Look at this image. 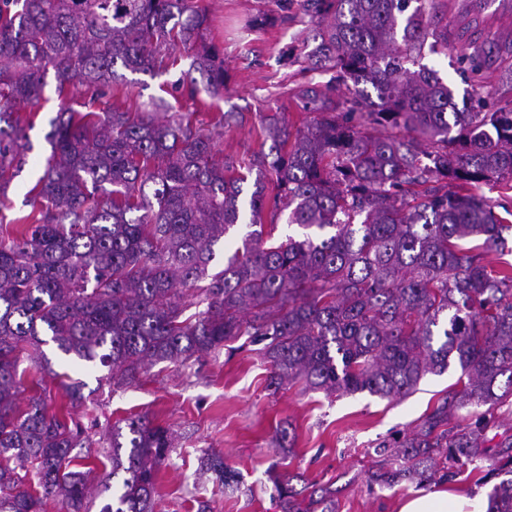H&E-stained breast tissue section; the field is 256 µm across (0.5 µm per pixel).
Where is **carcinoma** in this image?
Here are the masks:
<instances>
[{
  "mask_svg": "<svg viewBox=\"0 0 512 512\" xmlns=\"http://www.w3.org/2000/svg\"><path fill=\"white\" fill-rule=\"evenodd\" d=\"M448 4L306 0L322 25L312 57L350 98L300 88L310 119H269V151L247 165L252 191L212 155L234 112L206 133L190 114L159 122L110 103H61L31 210L0 224V512H44L48 496L84 512L86 478L69 469L81 430L49 410L38 383L19 404L20 354L47 336L117 386L147 364L183 366L240 336L263 345L274 392L288 381L396 398L456 361L461 388L375 446L370 484L444 482L484 459L485 429L512 406V261L494 267L485 255L504 253L512 225L475 189L512 191V109L480 96L459 104L437 70L410 69L426 47L448 53ZM206 21L193 0H0V195L30 149L18 109L38 107L50 70L64 100L79 85L95 99H128L122 71L157 74L162 47L179 42L207 89L223 92ZM510 56L512 44L489 34L457 71L479 86L492 59ZM284 213L307 233L264 241ZM245 222L253 230L211 272L219 243ZM192 305L203 310L184 316ZM126 429H112V475L126 477L101 512H152L168 430L144 416ZM497 447L496 474L507 478L489 512H512V438ZM314 505L336 512L335 493L313 490ZM277 506L305 512L287 483Z\"/></svg>",
  "mask_w": 512,
  "mask_h": 512,
  "instance_id": "cac0c4a2",
  "label": "carcinoma"
}]
</instances>
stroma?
I'll list each match as a JSON object with an SVG mask.
<instances>
[{"mask_svg": "<svg viewBox=\"0 0 512 512\" xmlns=\"http://www.w3.org/2000/svg\"><path fill=\"white\" fill-rule=\"evenodd\" d=\"M205 9V38L224 59V92L211 95L205 80L196 94L184 86L193 51L173 48L168 69L155 76L127 73L138 103L149 107L164 100L174 112L193 113L202 124L225 112L238 113L237 125L215 139L213 153L235 161L259 151L268 115L279 114L301 126L305 112L295 97L299 87L317 83L336 99L347 90L335 71L314 69L315 17L302 0H195ZM260 12L269 25L254 28L250 18ZM54 76H47L44 98L32 119V145L26 163L0 205V220L26 213L27 192L42 175L51 146L45 136L59 110ZM25 383L41 380L52 407L68 408L93 443L88 458L75 459L71 468L88 472L90 512H99L110 498L112 429L127 419L148 415L165 426L172 448L158 473L154 512H276V485L291 476L295 490L312 484H333L339 490L338 512H396L401 499L415 494L417 484L373 486V448L382 440L408 433L461 375L459 365L443 374L426 375L412 394L387 399L368 392L353 394L304 390L301 384L268 391L270 366L255 346L236 351L221 349L178 366L159 362L146 366L138 380L113 386L100 378V369L85 368L75 356L64 355L55 344L41 345L33 360L24 361ZM82 382L83 398L73 403L69 383ZM287 438H280L279 430ZM206 456L223 459L236 480L221 485L217 476L202 469Z\"/></svg>", "mask_w": 512, "mask_h": 512, "instance_id": "1", "label": "stroma"}]
</instances>
